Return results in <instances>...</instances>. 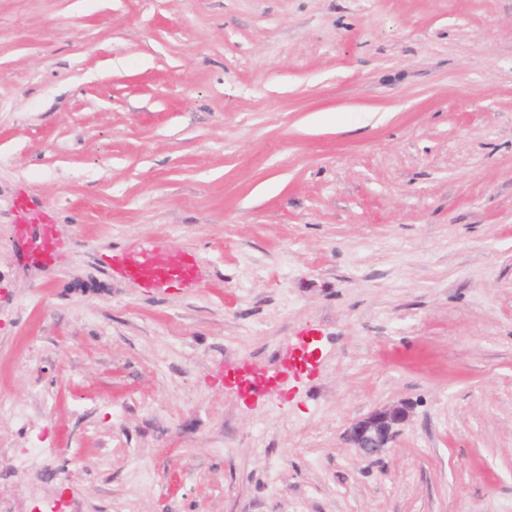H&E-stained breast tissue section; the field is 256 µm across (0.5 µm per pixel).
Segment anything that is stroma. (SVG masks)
Here are the masks:
<instances>
[{
	"instance_id": "stroma-1",
	"label": "stroma",
	"mask_w": 512,
	"mask_h": 512,
	"mask_svg": "<svg viewBox=\"0 0 512 512\" xmlns=\"http://www.w3.org/2000/svg\"><path fill=\"white\" fill-rule=\"evenodd\" d=\"M0 512H512V0H0ZM19 211V218L22 223L32 224V221L37 220V225L33 227L32 231L27 226L20 230L22 238H27V241L33 243L34 250L43 260H52L63 247V242L57 234L56 224L52 215L46 210L29 208L24 201L20 203ZM32 215L35 217L30 218ZM189 257L174 255L160 246L133 244L118 254L102 253L100 261L108 271L138 279L150 291L166 292L196 279L197 263ZM409 410L404 405L379 407L367 416L354 422L346 431L344 440L349 448L366 458L385 455L390 444L407 422Z\"/></svg>"
}]
</instances>
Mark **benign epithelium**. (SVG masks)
<instances>
[{
	"label": "benign epithelium",
	"instance_id": "7a95c632",
	"mask_svg": "<svg viewBox=\"0 0 512 512\" xmlns=\"http://www.w3.org/2000/svg\"><path fill=\"white\" fill-rule=\"evenodd\" d=\"M408 418L409 410L404 405L379 407L347 429L346 444L363 457L379 458L388 452Z\"/></svg>",
	"mask_w": 512,
	"mask_h": 512
}]
</instances>
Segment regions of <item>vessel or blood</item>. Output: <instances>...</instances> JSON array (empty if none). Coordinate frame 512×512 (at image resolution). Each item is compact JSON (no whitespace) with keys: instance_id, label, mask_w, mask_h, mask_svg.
I'll use <instances>...</instances> for the list:
<instances>
[{"instance_id":"vessel-or-blood-1","label":"vessel or blood","mask_w":512,"mask_h":512,"mask_svg":"<svg viewBox=\"0 0 512 512\" xmlns=\"http://www.w3.org/2000/svg\"><path fill=\"white\" fill-rule=\"evenodd\" d=\"M19 211L21 222L36 218L37 223L28 239L42 259H53L63 243L52 215L45 210L29 208L24 202L20 203ZM100 261L108 271L140 280L144 288L155 292L185 287L197 277L195 258L172 254L160 246L133 244L117 254L102 253Z\"/></svg>"}]
</instances>
